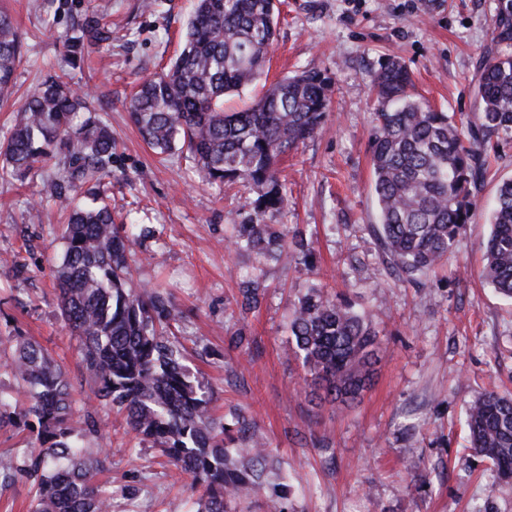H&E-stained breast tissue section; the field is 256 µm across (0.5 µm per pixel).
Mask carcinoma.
<instances>
[{"label":"carcinoma","instance_id":"1","mask_svg":"<svg viewBox=\"0 0 512 512\" xmlns=\"http://www.w3.org/2000/svg\"><path fill=\"white\" fill-rule=\"evenodd\" d=\"M277 0H195L183 46L172 64L143 80L129 112L143 139L159 155L176 145L202 180H239L256 194L235 225L230 244L271 260L308 258L304 234L268 220L288 204L277 163L311 138L330 107L328 84L304 71L271 84L248 108L224 111V97L261 79L278 23ZM67 63L81 66L112 30L87 14L62 36ZM21 36L0 8V94L9 92L20 58ZM374 125L369 142L379 248L392 270L415 282L448 259L472 223V190L485 180L482 152L493 135L512 136V0H498L491 45L482 56L477 123L459 127L448 113L415 93L405 64L388 59L371 78ZM52 165V191L79 184L93 205H75L62 229L63 253L55 270L61 314L78 339V354L93 376V397L126 415L130 429L157 444L168 461L192 475L198 512H232L254 501L262 512H288L290 486L269 485L270 451L256 435L212 414L209 388L183 362L172 332L182 317L158 288L133 285L131 259L147 229L127 232L114 222L101 186L112 165V132L73 87L67 73L46 78L24 101L9 137L0 141V167L24 179L37 165ZM482 276L512 298V179L498 187ZM264 285L244 283L237 305H260ZM289 332L306 375L326 396L353 401L367 388L380 346L368 316L312 289L298 300ZM12 350L3 367L28 389L19 419L41 450L0 459L4 477L22 475L36 486L30 512H112V491L96 476L107 454L93 456L81 438L99 433L90 401L72 398L70 384L46 351L31 341L0 336ZM470 447L490 460L512 485V396L485 394L467 412Z\"/></svg>","mask_w":512,"mask_h":512}]
</instances>
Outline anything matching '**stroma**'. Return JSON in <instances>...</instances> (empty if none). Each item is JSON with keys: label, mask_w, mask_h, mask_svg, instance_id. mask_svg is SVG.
Masks as SVG:
<instances>
[{"label": "stroma", "mask_w": 512, "mask_h": 512, "mask_svg": "<svg viewBox=\"0 0 512 512\" xmlns=\"http://www.w3.org/2000/svg\"><path fill=\"white\" fill-rule=\"evenodd\" d=\"M111 43L92 47L72 82L115 138L105 178L116 205L136 203L142 240L137 284L161 282L189 315L178 337L211 391L217 417L245 415L290 476V512H512V489L469 449L466 408L487 392L512 393V300L480 276L499 185L512 179V137L487 146L490 173L474 198L472 224L448 261L418 282L384 260L368 145L371 77L387 57L410 66L417 92L433 107L474 123L481 55L491 41L496 0H280V19L261 81L226 96L233 112L265 86L302 70L330 81L332 108L317 133L280 161L288 208L275 221L300 228L311 261L258 264L231 252L225 237L254 197L245 183L203 182L188 162L159 163L128 112L137 82L180 49L193 0H102ZM23 36L15 93L0 101L7 136L21 95L46 71L65 69L61 35L87 0H0ZM49 168L19 181L0 175V336L46 349L74 389L91 394L77 339L61 315L53 267L63 250L62 213L72 192L49 197ZM41 221L28 223L33 204ZM262 273L257 311L240 314L241 284ZM318 288L366 313L382 344L371 386L351 404L320 402L304 380L288 324L299 298ZM246 342L236 345L237 333ZM0 454L33 450L16 413L26 395L0 370ZM99 437L85 438L109 463L112 512H192L191 477L141 440L111 403L95 402ZM135 488L128 497L124 488Z\"/></svg>", "instance_id": "35a3bbf8"}]
</instances>
